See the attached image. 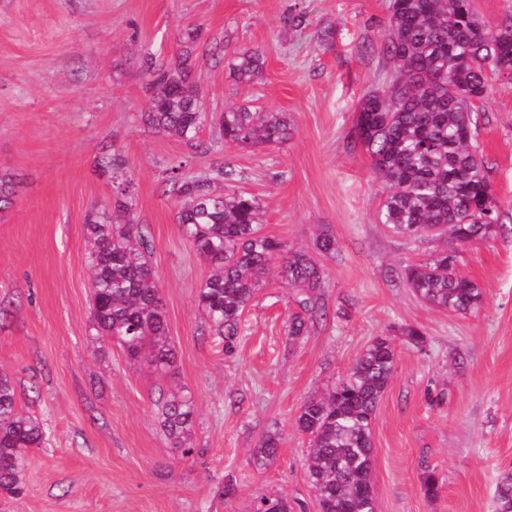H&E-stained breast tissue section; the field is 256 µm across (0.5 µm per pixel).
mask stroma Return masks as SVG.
Instances as JSON below:
<instances>
[{"label": "stroma", "instance_id": "obj_1", "mask_svg": "<svg viewBox=\"0 0 512 512\" xmlns=\"http://www.w3.org/2000/svg\"><path fill=\"white\" fill-rule=\"evenodd\" d=\"M390 0H0V168L18 174V199L0 214V370L21 410L46 437L29 449L18 497L0 512H251L281 493L316 512L307 477L301 406L342 379L379 337L397 363L373 420L377 512H495L499 480L512 474V81L490 73L474 102L472 143L506 214L501 238L470 247L462 271L483 290L465 315L421 302L400 271L435 245L380 224L386 197L354 132L367 91L395 67L379 46ZM224 47L198 58L194 78L208 120L196 147L149 133L142 58L171 55L186 27ZM259 52L261 73L234 78L236 52ZM246 106L288 113L278 146L225 143L218 119ZM112 155L133 181L134 220L153 243L174 381L156 382L91 329V215L111 212ZM198 174L241 172L228 191L261 205L264 231L313 251L320 231L326 320L290 339L294 292L270 279L241 320L233 352L210 336L197 295L210 270L177 223L165 191L172 165ZM419 327L416 347L400 329ZM196 406L192 458L173 457L160 425L157 388ZM278 430L277 458L256 468L259 438ZM440 481L435 497L422 476ZM234 484L225 498L220 490Z\"/></svg>", "mask_w": 512, "mask_h": 512}]
</instances>
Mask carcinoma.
<instances>
[{
  "label": "carcinoma",
  "instance_id": "cac0c4a2",
  "mask_svg": "<svg viewBox=\"0 0 512 512\" xmlns=\"http://www.w3.org/2000/svg\"><path fill=\"white\" fill-rule=\"evenodd\" d=\"M389 11L381 52L394 63L397 75L361 97L355 133L387 189L380 223L411 242L431 234L444 241L427 260L404 269V283L423 303L464 315L480 306L482 290L462 273V254L475 243L495 240L502 228L485 162L472 144V126L477 124L472 101L489 92L485 63L512 73V23L485 25L475 16L471 0H390ZM201 36L200 28H187L167 60L148 55L143 62L148 107L141 114L142 124L153 134L189 145L207 120L192 80ZM263 65L259 53L240 51L233 73L249 82ZM291 129L286 112L239 107L225 110L219 119L224 142L237 146H277L288 140ZM102 167L117 187L113 212L124 222L86 224L92 329L149 372L173 376L177 358L150 260L151 243L133 223L131 181L110 156ZM181 168H171L166 185L178 202L182 234L210 267L198 292V310L212 335L224 342L225 352L234 350L242 315L271 275L295 290L301 309L288 318V335H305L326 316L320 302L322 266L310 253L293 250L263 231L256 197L217 188V182L233 180L234 171L218 167L191 175ZM18 184L15 174L0 172V213L14 204ZM395 364L391 341L377 338L339 383L301 406L296 427L310 437L308 476L317 512H373L372 421ZM157 406L174 454L191 456V398L162 391ZM43 439L42 423L21 413L14 381L0 373V493L19 494L26 449ZM281 440L280 432H267L253 462L261 468L274 460ZM495 498L496 512H512V474L499 481ZM252 508L293 512L284 495L258 498Z\"/></svg>",
  "mask_w": 512,
  "mask_h": 512
}]
</instances>
